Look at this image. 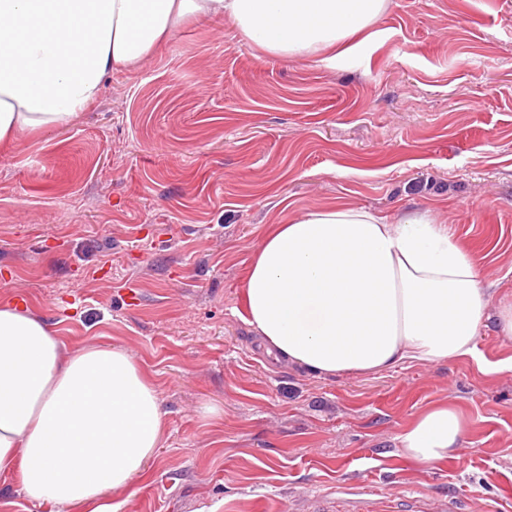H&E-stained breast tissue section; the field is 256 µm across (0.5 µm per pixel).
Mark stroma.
I'll use <instances>...</instances> for the list:
<instances>
[{"label":"stroma","instance_id":"35a3bbf8","mask_svg":"<svg viewBox=\"0 0 512 512\" xmlns=\"http://www.w3.org/2000/svg\"><path fill=\"white\" fill-rule=\"evenodd\" d=\"M428 210L512 303V0H387L330 61L268 55L228 19L180 26L60 129L0 144V301L71 348L126 350L166 440L110 512H347L481 495L512 512V341L477 359L321 376L247 323L265 233L322 207ZM446 403L467 470L398 436Z\"/></svg>","mask_w":512,"mask_h":512}]
</instances>
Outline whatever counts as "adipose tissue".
<instances>
[{
	"label": "adipose tissue",
	"mask_w": 512,
	"mask_h": 512,
	"mask_svg": "<svg viewBox=\"0 0 512 512\" xmlns=\"http://www.w3.org/2000/svg\"><path fill=\"white\" fill-rule=\"evenodd\" d=\"M386 0H0V142L68 125L112 72L150 55L181 22L230 19L245 41L313 59L370 28ZM485 273L430 211L386 222L315 209L270 230L245 289L247 320L275 360L321 375L383 372L474 356L512 304L490 313ZM166 433L156 386L126 351L74 350L39 317L0 304V478L38 504L80 506L129 487ZM463 418L419 414L402 453L454 457Z\"/></svg>",
	"instance_id": "obj_1"
}]
</instances>
